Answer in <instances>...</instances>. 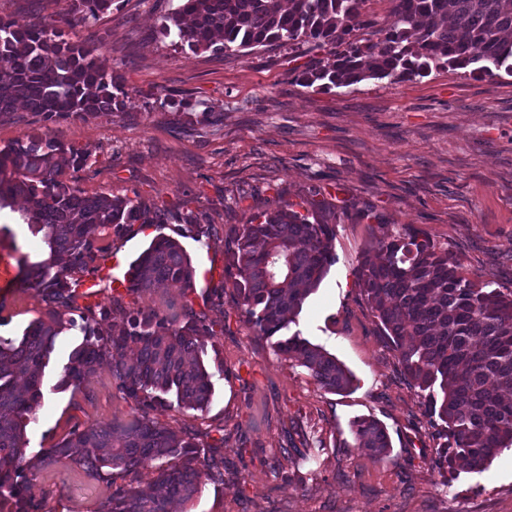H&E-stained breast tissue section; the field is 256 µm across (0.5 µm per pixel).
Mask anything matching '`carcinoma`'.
<instances>
[{
    "mask_svg": "<svg viewBox=\"0 0 512 512\" xmlns=\"http://www.w3.org/2000/svg\"><path fill=\"white\" fill-rule=\"evenodd\" d=\"M366 0H181L164 17L162 35H176L192 52L241 53L255 48L322 50L294 81L328 91L364 80L411 81L432 69H467L479 77L512 74V0H389L387 24L369 37L356 34ZM112 0H71L80 22L95 19ZM118 76L99 48L65 37L53 22L15 28L0 19V115L22 103L48 120L116 112L122 100ZM62 145L29 137L0 149V204L24 201L31 233L41 236L49 257L26 266L25 282L48 307V320L29 324L19 341L0 340V495L22 494L21 462L33 405L43 398L42 374L57 336L73 328L78 276L97 269L105 248L98 231L124 235L142 219L131 198L86 197L61 179ZM336 225L315 210L289 203L264 211L247 224L224 228L223 287L236 294L244 321L271 338L288 328L334 261ZM361 295L397 353L411 384L426 398V412L441 421L439 462L454 469L485 471L512 449V291L506 293L465 276L460 266L427 236H384L363 252L355 269ZM195 270L180 243L155 237L127 272L132 294L175 283L193 290ZM182 318L157 311L125 312L107 332L98 318L112 307L88 309L82 342L68 356L63 384H77L98 366L119 359L118 387L140 416L126 423L74 430L44 455L48 465L76 464L98 477L139 471L169 458L153 495L119 486L97 512H169L174 500L198 493L201 479L224 477L220 445L201 446L148 417V410L175 394L178 406L203 411L212 394L211 374L199 353L218 335L216 323L182 305ZM296 359L328 391L349 389L352 375L336 358L294 333L274 343ZM136 356L123 359L125 351ZM355 447L376 459L391 447L374 419L352 424Z\"/></svg>",
    "mask_w": 512,
    "mask_h": 512,
    "instance_id": "cac0c4a2",
    "label": "carcinoma"
}]
</instances>
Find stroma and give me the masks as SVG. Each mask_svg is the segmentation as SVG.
Here are the masks:
<instances>
[{"instance_id": "obj_1", "label": "stroma", "mask_w": 512, "mask_h": 512, "mask_svg": "<svg viewBox=\"0 0 512 512\" xmlns=\"http://www.w3.org/2000/svg\"><path fill=\"white\" fill-rule=\"evenodd\" d=\"M180 0H112L97 19L75 27L119 74L123 108L112 114L48 120L24 110L0 115V149L28 136L83 151L88 160L63 178L83 195L130 197L162 224H134L108 235L105 264L123 278L156 235L178 241L196 269L195 311L223 325L201 358L211 373L205 411L165 404L151 418L205 446L223 441L224 476L203 482L170 512H512V450L485 472L450 477L439 469L436 428L425 401L379 334L354 269L376 238L418 232L445 247L472 278L512 290V76L477 78L456 70L398 83L366 80L314 91L292 81L310 57L287 49L248 54L190 52L162 36L163 16ZM69 0H0V18L22 27L59 18ZM177 99L160 106L158 99ZM221 113L210 123L207 111ZM323 200L336 211V257L306 299L290 332L343 364L353 385L327 392L272 340L247 325L232 290L213 294L224 268V227L245 224L277 205ZM209 237H197L196 223ZM0 248L15 264L47 257L20 204L0 206ZM111 281L95 302L180 313L172 285L123 294ZM38 293L20 284L0 298V336L18 338L46 318ZM64 331L43 374V398L26 429L25 494L40 512H96L111 481L42 457L74 429L127 422L137 415L119 392L111 364L62 386L80 344ZM374 418L391 447L375 459L356 448L351 423Z\"/></svg>"}]
</instances>
